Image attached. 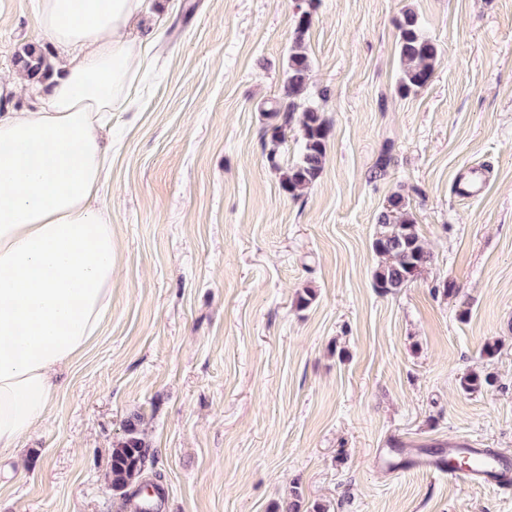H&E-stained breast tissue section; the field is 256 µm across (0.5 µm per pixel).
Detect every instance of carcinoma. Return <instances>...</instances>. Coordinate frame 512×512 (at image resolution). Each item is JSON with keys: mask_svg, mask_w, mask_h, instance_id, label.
<instances>
[{"mask_svg": "<svg viewBox=\"0 0 512 512\" xmlns=\"http://www.w3.org/2000/svg\"><path fill=\"white\" fill-rule=\"evenodd\" d=\"M311 25V13L303 10L297 17L292 46L288 52L284 96L272 101L268 112L272 117L288 120L301 113L302 144L299 158L283 170L282 188L295 196L319 178L324 165L327 121L318 109L305 104L304 99L311 71V60L305 50V37ZM398 54L402 69L397 81V92L407 96L424 88L431 80L438 57L437 44L429 38L414 11L407 9L396 21ZM17 62L22 64L27 78L38 82L51 70L48 52L29 44L23 48ZM269 150L267 161L280 168L278 146L282 142V125L267 129ZM380 230L372 241L374 253L381 258L373 272L374 287L383 294L407 287L431 262V252L424 246L404 197L393 195L379 219ZM490 384V377L471 371L460 380L466 393L480 391ZM151 463L147 447L134 424H129L125 435L112 444L110 473L112 491L135 500L134 512H154L150 497H139L137 487Z\"/></svg>", "mask_w": 512, "mask_h": 512, "instance_id": "carcinoma-1", "label": "carcinoma"}]
</instances>
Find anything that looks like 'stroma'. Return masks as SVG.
Returning <instances> with one entry per match:
<instances>
[{
	"mask_svg": "<svg viewBox=\"0 0 512 512\" xmlns=\"http://www.w3.org/2000/svg\"><path fill=\"white\" fill-rule=\"evenodd\" d=\"M307 4V102L329 131L294 197L280 170L299 124L272 168L263 108ZM407 9L439 55L402 96ZM143 22L164 38L112 113L100 199L112 314L38 428L0 451V512H120L107 475L135 415L159 512H276L293 488L300 512H512V488L378 462L452 441L512 455V0H150ZM42 42L34 0H0V69ZM473 167L484 191L460 198ZM395 194L432 261L383 294L372 241ZM474 369L493 383L463 392Z\"/></svg>",
	"mask_w": 512,
	"mask_h": 512,
	"instance_id": "35a3bbf8",
	"label": "stroma"
}]
</instances>
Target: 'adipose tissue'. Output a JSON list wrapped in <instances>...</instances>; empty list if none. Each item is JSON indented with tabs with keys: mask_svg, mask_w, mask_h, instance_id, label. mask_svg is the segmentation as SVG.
Returning a JSON list of instances; mask_svg holds the SVG:
<instances>
[{
	"mask_svg": "<svg viewBox=\"0 0 512 512\" xmlns=\"http://www.w3.org/2000/svg\"><path fill=\"white\" fill-rule=\"evenodd\" d=\"M145 0H36L59 53L30 110L0 106V449L52 403L58 369L112 312V225L98 199L109 146L98 117L126 100L154 32Z\"/></svg>",
	"mask_w": 512,
	"mask_h": 512,
	"instance_id": "adipose-tissue-1",
	"label": "adipose tissue"
}]
</instances>
